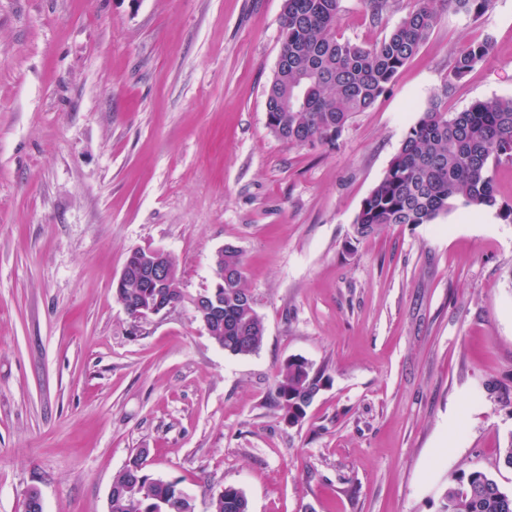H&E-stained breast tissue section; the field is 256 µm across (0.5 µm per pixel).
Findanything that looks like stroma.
<instances>
[{
	"label": "stroma",
	"instance_id": "35a3bbf8",
	"mask_svg": "<svg viewBox=\"0 0 512 512\" xmlns=\"http://www.w3.org/2000/svg\"><path fill=\"white\" fill-rule=\"evenodd\" d=\"M285 0H0V512H109L147 449L194 512H437L461 473L512 489V223L458 208L350 243L363 199L431 96H512V0L438 23L335 144L266 125ZM341 0L338 35L381 39L414 6ZM493 49L462 79L466 45ZM237 247L265 326L232 356L195 319ZM135 248L177 261L183 300L131 318ZM302 357L325 384L298 424L273 403ZM212 509V512H249V505L242 491L228 485L224 494L212 503Z\"/></svg>",
	"mask_w": 512,
	"mask_h": 512
}]
</instances>
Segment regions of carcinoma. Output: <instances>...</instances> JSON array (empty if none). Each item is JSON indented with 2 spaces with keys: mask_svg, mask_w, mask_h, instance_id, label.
<instances>
[{
  "mask_svg": "<svg viewBox=\"0 0 512 512\" xmlns=\"http://www.w3.org/2000/svg\"><path fill=\"white\" fill-rule=\"evenodd\" d=\"M341 0H285L279 65L266 89V124L271 133L296 147L333 144L353 114L365 112L387 91L400 70L419 52L437 21L436 0L414 7L382 38L360 45L336 34ZM494 0H448L457 11L483 16ZM492 51V39L468 45L454 60L462 78ZM447 94L433 97L411 125L382 178L363 200L352 224L355 241L393 225L431 224L461 206L498 209L506 220L512 208L499 206L494 168L512 161V96L478 100L462 112H450ZM224 313L213 337L234 356L261 348L265 328L244 286V265L237 249L224 250ZM136 305L162 296L178 304V283L156 290L144 284L123 288ZM324 371L308 360L292 358L280 369L274 401L289 424L306 415V400L324 386ZM147 454H133L112 480L111 512H193L177 484L154 477ZM212 512H249L245 495L228 485L212 503ZM438 512H512V490L489 473L462 474L440 498Z\"/></svg>",
  "mask_w": 512,
  "mask_h": 512,
  "instance_id": "obj_1",
  "label": "carcinoma"
}]
</instances>
